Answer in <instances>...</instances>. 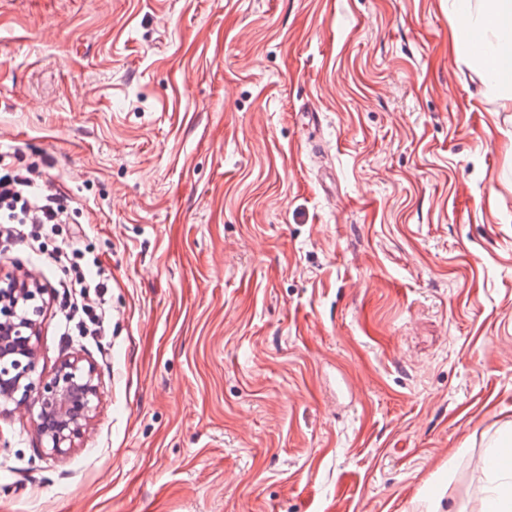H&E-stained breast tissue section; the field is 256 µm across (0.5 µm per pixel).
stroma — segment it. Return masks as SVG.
<instances>
[{"mask_svg":"<svg viewBox=\"0 0 512 512\" xmlns=\"http://www.w3.org/2000/svg\"><path fill=\"white\" fill-rule=\"evenodd\" d=\"M452 0H0V149L109 276L80 448L0 413V512H481L512 436V103Z\"/></svg>","mask_w":512,"mask_h":512,"instance_id":"35a3bbf8","label":"stroma"}]
</instances>
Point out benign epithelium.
Here are the masks:
<instances>
[{"mask_svg": "<svg viewBox=\"0 0 512 512\" xmlns=\"http://www.w3.org/2000/svg\"><path fill=\"white\" fill-rule=\"evenodd\" d=\"M46 289L0 288V406L28 413L45 454L66 456L78 447L101 401L92 363L62 358L49 373L39 370L37 335Z\"/></svg>", "mask_w": 512, "mask_h": 512, "instance_id": "obj_1", "label": "benign epithelium"}]
</instances>
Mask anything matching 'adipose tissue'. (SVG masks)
Returning <instances> with one entry per match:
<instances>
[{"instance_id":"ef3b65f1","label":"adipose tissue","mask_w":512,"mask_h":512,"mask_svg":"<svg viewBox=\"0 0 512 512\" xmlns=\"http://www.w3.org/2000/svg\"><path fill=\"white\" fill-rule=\"evenodd\" d=\"M457 57L478 61L477 75L496 98L512 101V0H453ZM512 447L488 449L483 469L489 485L483 512H512V470L501 467Z\"/></svg>"}]
</instances>
